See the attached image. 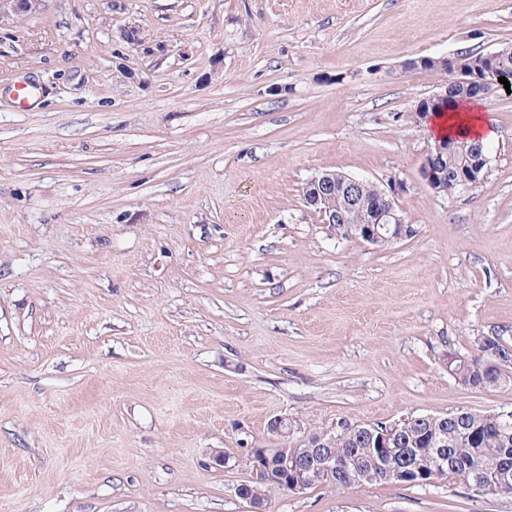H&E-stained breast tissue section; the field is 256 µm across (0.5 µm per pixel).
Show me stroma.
I'll list each match as a JSON object with an SVG mask.
<instances>
[{"mask_svg": "<svg viewBox=\"0 0 512 512\" xmlns=\"http://www.w3.org/2000/svg\"><path fill=\"white\" fill-rule=\"evenodd\" d=\"M508 44L512 0H46L1 18L0 512H247L236 487L274 417L303 434L512 409V384L445 365L480 336L512 344V93L483 102L484 181L437 196L410 114L448 77L398 68ZM324 171L401 182L416 236H329L302 196ZM267 499L512 512L444 480Z\"/></svg>", "mask_w": 512, "mask_h": 512, "instance_id": "obj_1", "label": "stroma"}]
</instances>
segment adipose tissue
I'll return each instance as SVG.
<instances>
[{
  "label": "adipose tissue",
  "instance_id": "ef3b65f1",
  "mask_svg": "<svg viewBox=\"0 0 512 512\" xmlns=\"http://www.w3.org/2000/svg\"><path fill=\"white\" fill-rule=\"evenodd\" d=\"M423 128L433 138L451 136L485 142L494 136L482 104L477 100H460L451 103L448 109L424 121Z\"/></svg>",
  "mask_w": 512,
  "mask_h": 512
}]
</instances>
